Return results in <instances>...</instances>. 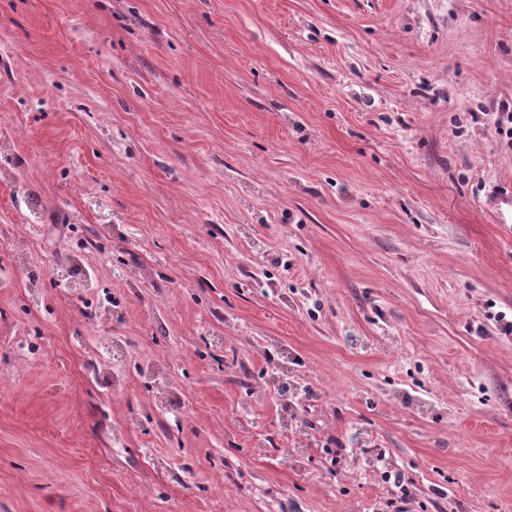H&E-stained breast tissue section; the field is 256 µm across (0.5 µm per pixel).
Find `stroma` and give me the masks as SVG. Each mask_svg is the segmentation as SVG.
Listing matches in <instances>:
<instances>
[{
	"instance_id": "1",
	"label": "stroma",
	"mask_w": 512,
	"mask_h": 512,
	"mask_svg": "<svg viewBox=\"0 0 512 512\" xmlns=\"http://www.w3.org/2000/svg\"><path fill=\"white\" fill-rule=\"evenodd\" d=\"M510 112L512 0H0V512H512Z\"/></svg>"
}]
</instances>
